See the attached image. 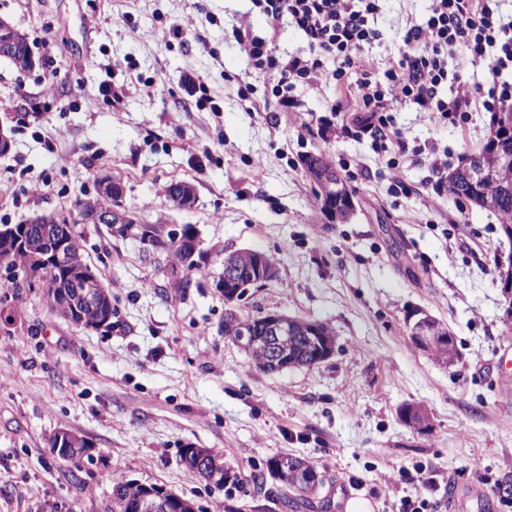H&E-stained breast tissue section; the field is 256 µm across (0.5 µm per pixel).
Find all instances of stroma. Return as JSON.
Masks as SVG:
<instances>
[{
	"instance_id": "35a3bbf8",
	"label": "stroma",
	"mask_w": 512,
	"mask_h": 512,
	"mask_svg": "<svg viewBox=\"0 0 512 512\" xmlns=\"http://www.w3.org/2000/svg\"><path fill=\"white\" fill-rule=\"evenodd\" d=\"M430 0H381L378 61L396 55L407 21ZM0 15L27 32L35 66L0 62V118L28 113L0 156V225L56 215L95 195L99 176H120L123 204L153 223L193 225L205 258L197 287L170 288L138 243L83 224L85 257L112 293L108 332L74 326L40 288L8 290L0 269V512H106L112 485H159L197 512H284L283 485L251 474L277 455L307 459L330 479L299 512H346L361 499L393 512L399 468L437 472L440 512H512V325L503 319L496 264L512 242L492 211L444 194L427 209L425 162L405 161L406 194L368 133L329 111L332 86L296 85L290 112L247 111L263 98L235 32L270 37L277 57L307 53L299 31L270 34L252 0H0ZM193 25L185 38L171 25ZM198 76L210 105L184 84ZM133 86L120 100L105 86ZM396 120L410 145L447 152L449 168L481 150L490 115L430 121L410 105ZM324 154L353 191L355 213L328 222L303 159ZM190 182L192 208H173L166 188ZM269 256L277 277L250 289L242 316L270 312L324 322L334 354L312 368L256 369L224 336L215 282L225 253ZM423 308L451 330L458 362L415 349L406 316ZM422 406L426 428L400 410ZM59 430L90 446L73 465L51 455ZM186 448H212L240 471L237 488L192 477Z\"/></svg>"
}]
</instances>
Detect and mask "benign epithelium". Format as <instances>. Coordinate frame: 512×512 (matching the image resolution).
I'll list each match as a JSON object with an SVG mask.
<instances>
[{
    "label": "benign epithelium",
    "mask_w": 512,
    "mask_h": 512,
    "mask_svg": "<svg viewBox=\"0 0 512 512\" xmlns=\"http://www.w3.org/2000/svg\"><path fill=\"white\" fill-rule=\"evenodd\" d=\"M461 174L469 185L478 187L485 176L483 161L478 156H473L470 164L461 171ZM312 178L324 194L333 198L343 197L344 191L341 184L331 174L318 171L312 173ZM54 222L58 224H103L116 237L120 235L127 239L131 237L128 212L121 206H112L97 213H83L79 216L69 211L55 216ZM169 235L182 243L184 252L189 257L192 258L196 255L198 251L196 237L186 234L182 228L170 229ZM68 244V235L59 234L49 244L48 250L44 252V257L41 258L42 264L48 269H53L57 265H65L73 269L70 294L67 296L66 305L71 307L75 314L81 316L75 326L107 331L112 328L109 321L100 317L90 321L82 318L85 309L97 306L102 290L99 281L91 271L75 268V260ZM251 255L253 268L247 270L241 268L235 257L224 258V272L220 277L219 288L223 289L224 294L230 296L233 302L245 297L249 286L261 282L266 283L274 278V269L266 267L263 254L253 251ZM498 284L505 300V321L509 323L512 321V265H502ZM407 323L414 345L424 352L453 342L451 334H445L438 330L435 318L419 309L407 315ZM293 341L296 343L302 341L309 346L313 352V363L315 364L330 357L335 346L334 337L325 333L321 323L302 321L297 327L294 325L292 317L278 313H269L255 324L252 322L241 324L237 344L247 352L256 347L261 348L265 355L264 370L274 373L290 364L302 366V363L297 360L288 358ZM401 417L404 422L414 426H422L427 422L425 411L413 405L404 407ZM55 443L56 450L61 452V457L69 462L77 461L88 452V449L81 447L80 440L67 431L58 432ZM187 458L199 478L213 484L224 482V467L211 461L203 449H189ZM181 504L180 497L147 487L138 500V510L139 512H181Z\"/></svg>",
    "instance_id": "7a95c632"
}]
</instances>
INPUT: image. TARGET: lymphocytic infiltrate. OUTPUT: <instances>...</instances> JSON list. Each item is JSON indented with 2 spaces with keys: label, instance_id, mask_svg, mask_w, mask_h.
Masks as SVG:
<instances>
[{
  "label": "lymphocytic infiltrate",
  "instance_id": "1",
  "mask_svg": "<svg viewBox=\"0 0 512 512\" xmlns=\"http://www.w3.org/2000/svg\"><path fill=\"white\" fill-rule=\"evenodd\" d=\"M271 30L282 22L297 28L310 55L280 61L266 39L250 36L248 19H241L237 41L253 69L267 79L271 101L287 111L296 84L318 88L335 85L357 126L373 134L377 153L388 154L395 169L409 152L397 128L398 105L411 104L433 120L466 117L470 112L498 114L512 103V20H504L496 0H431L423 21L405 26L404 47L384 66H376L364 49L377 36L370 20L379 0H253ZM465 51L471 64H486L488 89L462 82L449 72L448 62ZM361 74L349 84L350 71Z\"/></svg>",
  "mask_w": 512,
  "mask_h": 512
}]
</instances>
